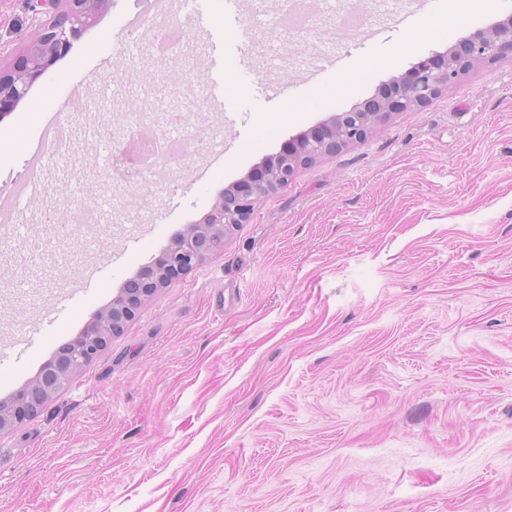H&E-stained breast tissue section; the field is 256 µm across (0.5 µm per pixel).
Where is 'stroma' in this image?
I'll use <instances>...</instances> for the list:
<instances>
[{
    "label": "stroma",
    "instance_id": "35a3bbf8",
    "mask_svg": "<svg viewBox=\"0 0 512 512\" xmlns=\"http://www.w3.org/2000/svg\"><path fill=\"white\" fill-rule=\"evenodd\" d=\"M33 3L0 0L2 69L36 30ZM289 5L245 0L237 62L260 79L238 88L235 133L192 67L213 32L186 2L168 15L185 42L131 64L120 21L133 3L116 0L0 120V198L27 176L46 118L75 133L72 181L47 178L26 227L0 234V339L55 317L48 340L0 365V400L264 156L512 14V0H467L455 16L448 0L422 14L414 0H358L378 37L342 46L343 71L308 84L339 0H311L301 34L279 24ZM423 15L434 34L417 40ZM172 111L188 117L175 132L190 150L170 188L147 172L113 180L129 131L165 130ZM200 135L222 157L192 152ZM83 208L99 223L25 262L45 210ZM0 512H512V56L301 168L151 296L66 390L0 433Z\"/></svg>",
    "mask_w": 512,
    "mask_h": 512
}]
</instances>
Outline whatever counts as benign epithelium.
I'll return each instance as SVG.
<instances>
[{"label": "benign epithelium", "mask_w": 512, "mask_h": 512, "mask_svg": "<svg viewBox=\"0 0 512 512\" xmlns=\"http://www.w3.org/2000/svg\"><path fill=\"white\" fill-rule=\"evenodd\" d=\"M48 15L23 52L7 71L0 70V119L27 95L33 84L66 51L71 40L95 23L112 0H36ZM512 53V14L490 31L478 32L446 54H435L425 63L388 82L389 92H379L363 106L336 114L309 133L290 142L292 149L262 161V176L252 173L224 188L202 221L190 225L155 262L143 278L118 289L112 304L99 312L83 333L47 363L32 387L16 393L0 408V433L33 417L47 399L62 391L73 371L91 361L108 336L120 333L145 298L174 277L192 270L206 254L224 246V234L246 224L258 202L288 184L297 168L322 154H332L349 143L361 141L392 113L422 106L456 84L462 70L474 61H493Z\"/></svg>", "instance_id": "7a95c632"}]
</instances>
